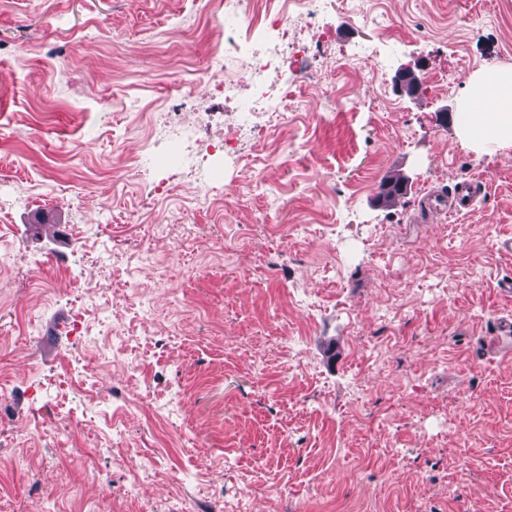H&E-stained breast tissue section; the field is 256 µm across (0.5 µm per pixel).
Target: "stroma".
Returning <instances> with one entry per match:
<instances>
[{
	"mask_svg": "<svg viewBox=\"0 0 512 512\" xmlns=\"http://www.w3.org/2000/svg\"><path fill=\"white\" fill-rule=\"evenodd\" d=\"M327 23L223 193L162 169L158 195L129 172L168 147L154 113L204 144L237 120L218 0H0L12 512H512V145L460 114L512 70V0H334Z\"/></svg>",
	"mask_w": 512,
	"mask_h": 512,
	"instance_id": "stroma-1",
	"label": "stroma"
}]
</instances>
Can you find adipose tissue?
Here are the masks:
<instances>
[{
  "label": "adipose tissue",
  "instance_id": "obj_1",
  "mask_svg": "<svg viewBox=\"0 0 512 512\" xmlns=\"http://www.w3.org/2000/svg\"><path fill=\"white\" fill-rule=\"evenodd\" d=\"M466 101L467 131L474 140L512 144V71H491L478 78Z\"/></svg>",
  "mask_w": 512,
  "mask_h": 512
}]
</instances>
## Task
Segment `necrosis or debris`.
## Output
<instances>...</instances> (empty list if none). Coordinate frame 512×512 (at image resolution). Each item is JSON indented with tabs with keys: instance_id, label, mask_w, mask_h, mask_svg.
Returning <instances> with one entry per match:
<instances>
[{
	"instance_id": "necrosis-or-debris-1",
	"label": "necrosis or debris",
	"mask_w": 512,
	"mask_h": 512,
	"mask_svg": "<svg viewBox=\"0 0 512 512\" xmlns=\"http://www.w3.org/2000/svg\"><path fill=\"white\" fill-rule=\"evenodd\" d=\"M331 0H223L224 13L248 20V39L239 31L229 30L224 40L235 47L251 76L253 93L240 97L232 77L217 82L215 92L223 96L225 107L240 113L242 119L231 133L214 143V157H232L244 139L266 134L273 121L296 95L297 79L306 77L310 35L319 33ZM298 11L306 31L298 33L289 21L291 11Z\"/></svg>"
}]
</instances>
